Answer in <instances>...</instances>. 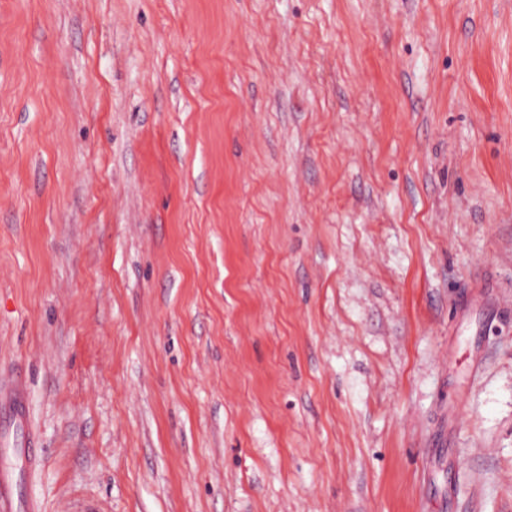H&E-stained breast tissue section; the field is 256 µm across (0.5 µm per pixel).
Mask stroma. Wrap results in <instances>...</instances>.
I'll return each mask as SVG.
<instances>
[{"label": "stroma", "instance_id": "obj_1", "mask_svg": "<svg viewBox=\"0 0 512 512\" xmlns=\"http://www.w3.org/2000/svg\"><path fill=\"white\" fill-rule=\"evenodd\" d=\"M19 512H512V0H0Z\"/></svg>", "mask_w": 512, "mask_h": 512}]
</instances>
